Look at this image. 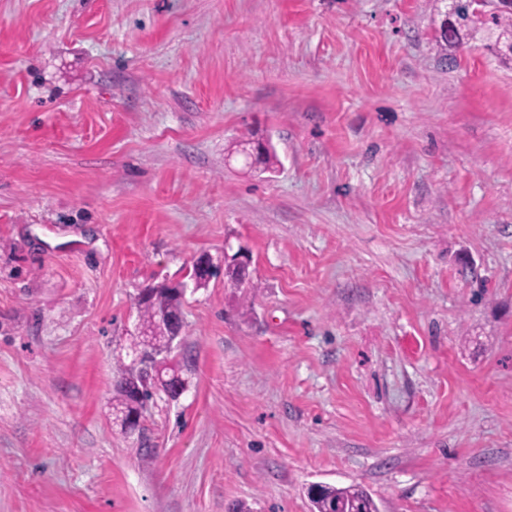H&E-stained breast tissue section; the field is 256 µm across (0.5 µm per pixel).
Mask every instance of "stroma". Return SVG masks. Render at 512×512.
I'll list each match as a JSON object with an SVG mask.
<instances>
[{"mask_svg":"<svg viewBox=\"0 0 512 512\" xmlns=\"http://www.w3.org/2000/svg\"><path fill=\"white\" fill-rule=\"evenodd\" d=\"M440 8L0 0V512H512V63ZM240 251L122 434L138 293ZM159 356L143 355L137 357L136 363L142 372L150 377L160 391H163L170 400H177L186 390V382L179 374V371H166L164 367L173 364L168 360L158 359ZM139 387L141 389V399L137 401L136 397L126 390V387ZM152 385L144 381L135 372L134 367L120 362L117 369V381L112 397V415L117 422H120L121 429L126 432H132L129 427L131 417L136 414L140 407L149 401L153 392ZM308 497L311 512H379L372 496L360 487L312 485Z\"/></svg>","mask_w":512,"mask_h":512,"instance_id":"obj_1","label":"stroma"}]
</instances>
